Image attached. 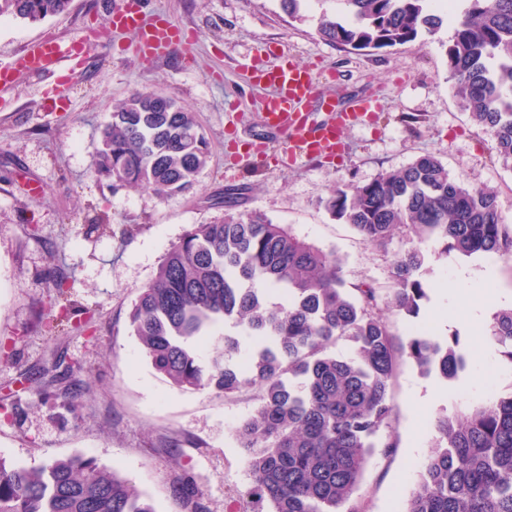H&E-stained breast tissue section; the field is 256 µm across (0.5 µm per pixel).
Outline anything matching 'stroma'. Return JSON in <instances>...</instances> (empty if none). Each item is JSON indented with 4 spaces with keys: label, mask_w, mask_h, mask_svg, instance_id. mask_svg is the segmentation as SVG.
Segmentation results:
<instances>
[{
    "label": "stroma",
    "mask_w": 512,
    "mask_h": 512,
    "mask_svg": "<svg viewBox=\"0 0 512 512\" xmlns=\"http://www.w3.org/2000/svg\"><path fill=\"white\" fill-rule=\"evenodd\" d=\"M119 0H71L39 22L0 18V63L46 35L88 39L84 58L59 70L0 85V457L38 467L82 453L145 493L157 512H183L173 494L193 477L207 512H243L251 477L236 430L256 405L254 391L230 397L179 389L142 354L129 314L166 250L193 225L226 209L253 211L298 237L335 250L344 277L380 290L393 261L411 250L407 231L387 247L365 244L322 201L336 185L365 184L379 174L437 156L451 175L495 191L512 225V168L497 161L494 140L463 112L448 80L445 25L432 36L378 51L351 53L316 34L322 10L313 0L301 21L279 0H142L192 36L190 49L141 62L129 33L103 34ZM285 52L328 78L326 93L343 105L377 99L366 124L345 131L341 157L289 162L284 137L257 112L258 94L241 64L257 49ZM155 87L196 113L209 161L190 193L158 199L142 189H112L94 171L100 131L114 103ZM267 144L265 155L251 144ZM467 268L476 287L512 297V261L483 265L456 256L427 263L428 295L453 291ZM73 294L68 326L52 327L55 279ZM483 335L462 336L468 366L454 380L424 376L400 360L391 383L392 452L374 454L357 492L364 512H401L435 441L433 419L512 394V363ZM65 356L82 395L69 402L61 385H42L39 370Z\"/></svg>",
    "instance_id": "obj_1"
}]
</instances>
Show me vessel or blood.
I'll return each instance as SVG.
<instances>
[{"instance_id": "b4317fda", "label": "vessel or blood", "mask_w": 512, "mask_h": 512, "mask_svg": "<svg viewBox=\"0 0 512 512\" xmlns=\"http://www.w3.org/2000/svg\"><path fill=\"white\" fill-rule=\"evenodd\" d=\"M113 32H133L136 36L135 55L143 61L166 53L181 44L178 25L164 15L145 17L141 0H120L119 7L108 17ZM85 50L84 41H75L69 50H62L57 37H45L32 43L10 62L0 63V83L9 84L22 74H33L55 68L62 56L78 58ZM242 69L259 89L260 118L271 129L288 135V157L331 156L341 148L343 130L372 120L379 104L372 99H360L336 113L334 121L315 123L309 118V105L320 96L317 78L310 67L299 65L287 55L270 59L268 50L243 63Z\"/></svg>"}]
</instances>
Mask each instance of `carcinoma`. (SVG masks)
Wrapping results in <instances>:
<instances>
[{"mask_svg": "<svg viewBox=\"0 0 512 512\" xmlns=\"http://www.w3.org/2000/svg\"><path fill=\"white\" fill-rule=\"evenodd\" d=\"M294 20L310 0H279ZM351 20L324 12L316 32L350 51L385 49L436 34L445 16L430 0H339ZM448 46L449 80L470 119L491 132L498 161L512 168V0H466ZM69 0H0V16L36 22ZM208 159L195 113L145 88L112 107L94 157L112 189L146 188L159 199L189 193ZM333 216L372 246L404 228L416 249L392 270L387 304L416 318L427 298L420 271L450 255L512 259V227L494 191L470 187L434 155L363 185L334 186ZM378 289L349 282L341 261L261 213L196 224L163 255L130 313L132 334L174 386L226 396L258 388V404L238 427L252 477L249 495L265 512H358L365 467L394 408L398 361L425 376L455 379L468 365L457 336L411 331L396 341ZM219 325L237 330L205 361L201 343ZM338 339L352 353L337 355ZM490 341L512 363V307L496 312ZM436 443L402 512H512V394L460 415L436 417ZM186 512H205L192 477L174 486ZM0 512H157L131 483L92 458L27 467L0 458Z\"/></svg>", "mask_w": 512, "mask_h": 512, "instance_id": "obj_1", "label": "carcinoma"}]
</instances>
